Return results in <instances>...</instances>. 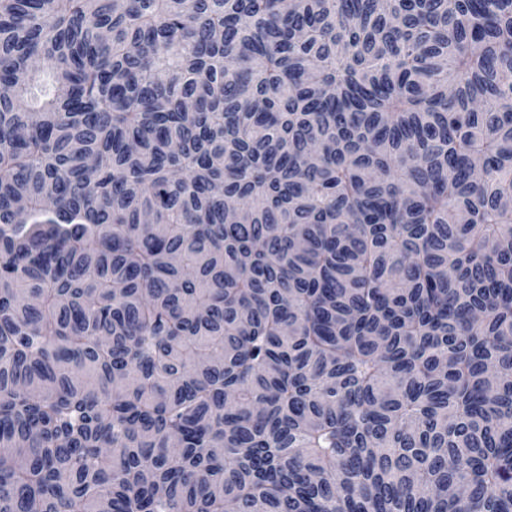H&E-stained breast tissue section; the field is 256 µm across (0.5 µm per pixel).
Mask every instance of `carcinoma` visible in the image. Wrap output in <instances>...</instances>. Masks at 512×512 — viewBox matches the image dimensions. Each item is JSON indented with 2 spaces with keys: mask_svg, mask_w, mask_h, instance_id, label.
<instances>
[{
  "mask_svg": "<svg viewBox=\"0 0 512 512\" xmlns=\"http://www.w3.org/2000/svg\"><path fill=\"white\" fill-rule=\"evenodd\" d=\"M0 512H512V0H0Z\"/></svg>",
  "mask_w": 512,
  "mask_h": 512,
  "instance_id": "carcinoma-1",
  "label": "carcinoma"
}]
</instances>
